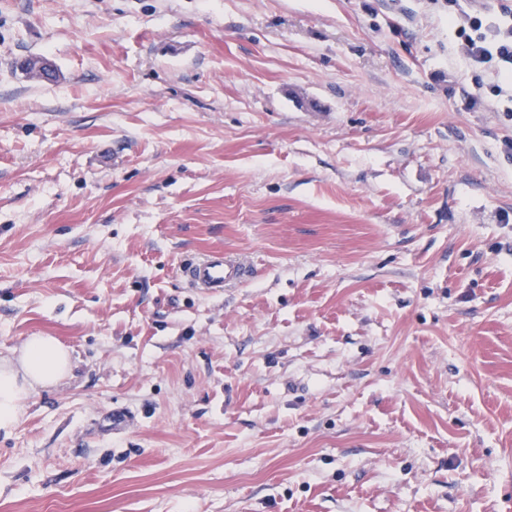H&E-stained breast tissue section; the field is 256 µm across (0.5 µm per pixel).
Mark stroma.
<instances>
[{"label": "stroma", "instance_id": "stroma-1", "mask_svg": "<svg viewBox=\"0 0 512 512\" xmlns=\"http://www.w3.org/2000/svg\"><path fill=\"white\" fill-rule=\"evenodd\" d=\"M478 82L441 0H0V356L74 361L0 432V512H505ZM215 250L250 281L189 287Z\"/></svg>", "mask_w": 512, "mask_h": 512}]
</instances>
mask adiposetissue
Here are the masks:
<instances>
[{
    "label": "adipose tissue",
    "instance_id": "ef3b65f1",
    "mask_svg": "<svg viewBox=\"0 0 512 512\" xmlns=\"http://www.w3.org/2000/svg\"><path fill=\"white\" fill-rule=\"evenodd\" d=\"M72 372L69 350L51 336H32L14 357L0 358V430L14 429L27 401Z\"/></svg>",
    "mask_w": 512,
    "mask_h": 512
}]
</instances>
